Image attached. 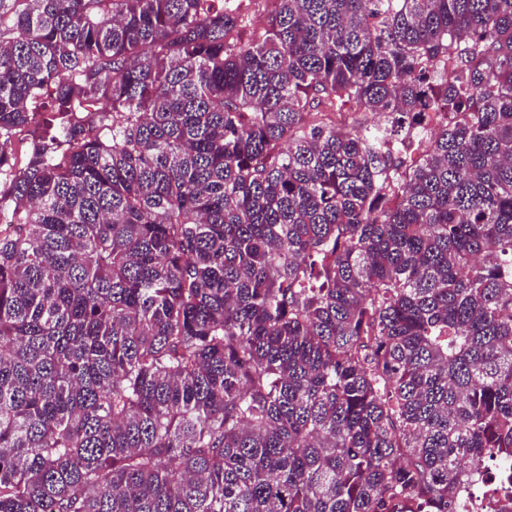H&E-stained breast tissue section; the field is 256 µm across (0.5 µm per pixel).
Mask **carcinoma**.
I'll use <instances>...</instances> for the list:
<instances>
[{
    "label": "carcinoma",
    "instance_id": "obj_1",
    "mask_svg": "<svg viewBox=\"0 0 512 512\" xmlns=\"http://www.w3.org/2000/svg\"><path fill=\"white\" fill-rule=\"evenodd\" d=\"M243 2L0 0V512H458L512 459V0ZM509 463L498 462L493 458L491 462L481 467L478 471L480 472V477L478 480L472 483L471 487L467 490V501H471L474 508L470 505L465 506L460 509V511L464 512H472V511H492L489 507V503L493 496H495V488L494 481L490 479L489 475H491L493 469H508ZM478 502H482L480 507H475Z\"/></svg>",
    "mask_w": 512,
    "mask_h": 512
}]
</instances>
